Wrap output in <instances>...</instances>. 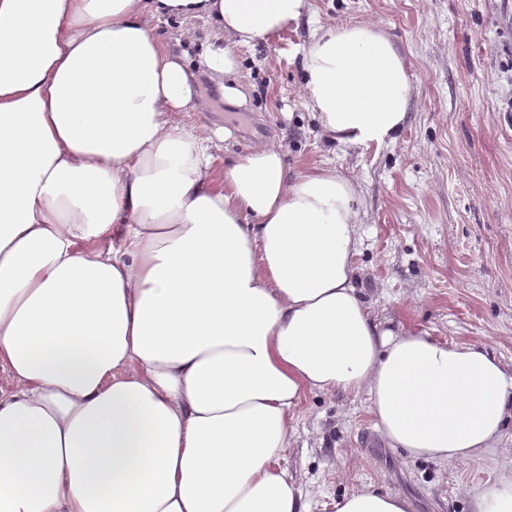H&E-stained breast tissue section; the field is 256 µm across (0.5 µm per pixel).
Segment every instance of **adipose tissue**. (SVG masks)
Returning <instances> with one entry per match:
<instances>
[{"instance_id":"adipose-tissue-1","label":"adipose tissue","mask_w":512,"mask_h":512,"mask_svg":"<svg viewBox=\"0 0 512 512\" xmlns=\"http://www.w3.org/2000/svg\"><path fill=\"white\" fill-rule=\"evenodd\" d=\"M308 0H0V512H308L280 464L312 392H366L388 445L437 462L498 446L512 369L374 314L356 183L267 142L216 171L187 53L280 40ZM323 135L382 146L413 87L379 27L302 51ZM363 488L333 512H407ZM158 29L161 33L172 35L173 38H180L182 32L188 33L191 37L193 36L194 39L197 40V46L192 56H196L200 52V44L205 42L210 32V26L202 19L185 21L183 24L174 21H170L169 23L160 22L158 23Z\"/></svg>"}]
</instances>
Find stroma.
I'll use <instances>...</instances> for the list:
<instances>
[{"label": "stroma", "mask_w": 512, "mask_h": 512, "mask_svg": "<svg viewBox=\"0 0 512 512\" xmlns=\"http://www.w3.org/2000/svg\"><path fill=\"white\" fill-rule=\"evenodd\" d=\"M372 22L404 57L414 95L397 140L369 148L326 140L302 94L301 52L321 27ZM226 76L244 97L177 112L176 124L225 134L213 149L281 143L289 166L326 161L358 183L359 284L375 314L440 340L482 342L512 368V0H309L297 28L234 50ZM365 392L307 395L280 460L309 512H332L362 487L400 493L411 512H474L512 477V420L498 447L465 463L389 447Z\"/></svg>", "instance_id": "stroma-1"}]
</instances>
